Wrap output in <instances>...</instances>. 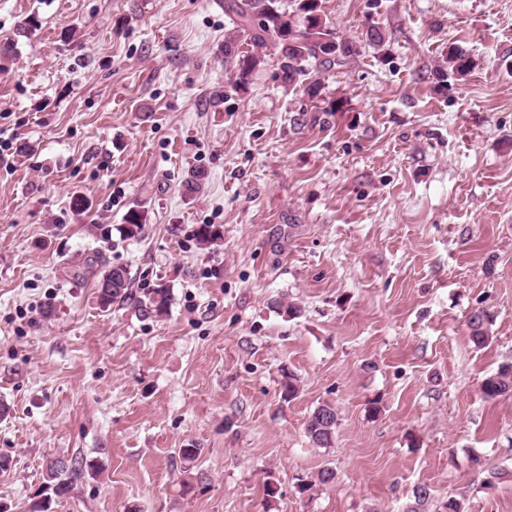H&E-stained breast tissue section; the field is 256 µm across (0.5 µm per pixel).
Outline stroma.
<instances>
[{
  "label": "stroma",
  "instance_id": "1",
  "mask_svg": "<svg viewBox=\"0 0 512 512\" xmlns=\"http://www.w3.org/2000/svg\"><path fill=\"white\" fill-rule=\"evenodd\" d=\"M322 9L356 52L313 71L311 95L270 46L234 86L224 0H0L8 512H29L46 459L75 456L95 469L54 512H404L420 485L429 512L451 496L512 512V396L482 392L512 361V0ZM454 44L475 67L443 94L432 73ZM91 257L127 268L133 301L102 307ZM159 286L167 313L142 316L135 298ZM323 402L329 448L304 432ZM325 467L335 483L300 495ZM492 315L485 309L471 312L467 319L470 339L478 347L486 346L492 339ZM338 415L335 406L324 402L316 406L305 422V433L309 441L320 448L334 444Z\"/></svg>",
  "mask_w": 512,
  "mask_h": 512
}]
</instances>
